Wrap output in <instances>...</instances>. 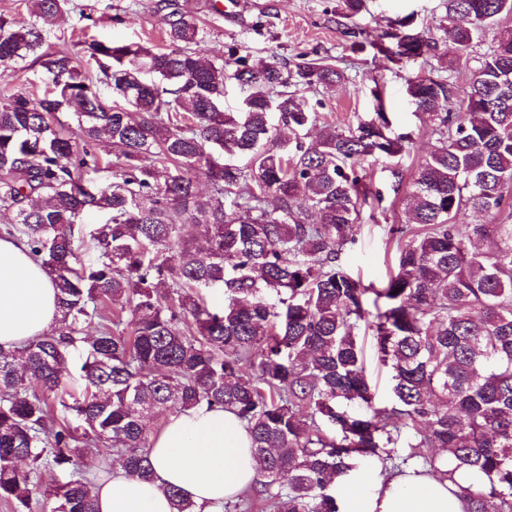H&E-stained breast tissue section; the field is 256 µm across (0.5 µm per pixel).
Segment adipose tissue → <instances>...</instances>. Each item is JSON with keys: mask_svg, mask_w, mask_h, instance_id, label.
<instances>
[{"mask_svg": "<svg viewBox=\"0 0 512 512\" xmlns=\"http://www.w3.org/2000/svg\"><path fill=\"white\" fill-rule=\"evenodd\" d=\"M60 316L56 289L27 244L0 236V349L23 346L52 331ZM153 477L122 466L94 489L96 512H173L169 488H178L195 512H222L226 501L253 487L260 461L243 422L230 410L194 408L170 415L149 451ZM459 471L448 481L433 473L359 468L343 479L340 512H467L456 493L480 481Z\"/></svg>", "mask_w": 512, "mask_h": 512, "instance_id": "adipose-tissue-1", "label": "adipose tissue"}]
</instances>
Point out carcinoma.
Instances as JSON below:
<instances>
[{
	"label": "carcinoma",
	"instance_id": "carcinoma-1",
	"mask_svg": "<svg viewBox=\"0 0 512 512\" xmlns=\"http://www.w3.org/2000/svg\"><path fill=\"white\" fill-rule=\"evenodd\" d=\"M65 2L33 0L28 21L0 18V71L29 61L44 84L40 96L0 100V211L13 214L6 234L41 258L61 314L52 332L0 350V499L28 509L39 494L44 512H95L85 450L109 445L147 480L150 421L208 406L246 423L263 463L262 489L224 512H253L258 496L267 512H339L334 480L373 461L450 480L482 474L459 486L468 512H512V223L498 219L512 199V28L498 30L456 103L439 74L407 80L440 146L417 168L409 224L395 230L397 270L377 289L340 255L364 207L383 201L362 160L396 157L410 141L384 133L383 108L354 128L322 124L286 87L339 84L335 65L255 69L234 47L213 58L182 11L167 22L165 49L88 43L91 77L47 45ZM444 7L441 35L404 29L379 51L415 61L448 40L460 57L512 15V0ZM232 64L244 96L227 112ZM102 142L118 149L114 162H102ZM105 171L112 180L94 178ZM467 209L487 221L459 223ZM88 214L100 222L85 265L76 239ZM212 291L224 303L207 305ZM369 293L382 306L367 327L393 372L384 409L357 336ZM75 353L84 394L69 404ZM58 467L68 480L39 491L42 470Z\"/></svg>",
	"mask_w": 512,
	"mask_h": 512
}]
</instances>
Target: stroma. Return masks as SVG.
Listing matches in <instances>:
<instances>
[{"label":"stroma","instance_id":"35a3bbf8","mask_svg":"<svg viewBox=\"0 0 512 512\" xmlns=\"http://www.w3.org/2000/svg\"><path fill=\"white\" fill-rule=\"evenodd\" d=\"M444 0H364L361 14L347 25H339L342 0H255L248 13L225 12L217 0H67L48 32L47 42L56 50L67 51L81 69L92 74L97 66L86 44L110 38L147 43L166 48V22L172 10L185 11L203 22L211 54L220 56L228 47H237L253 66L277 61L295 66L302 59L326 58L344 70L347 79L335 86L305 91L308 102H320L324 121L346 129L371 115L374 78L383 81L386 110L392 133H411L412 143L399 159L367 157L363 166L368 178L382 189L385 199L373 218H366L352 229L353 244L345 246L341 263L349 274L364 284L381 287L395 267L397 237L392 230L406 225L409 186L393 191L390 173L400 165L411 175L437 146L433 127L415 115L406 98L409 78L431 74L437 59L399 63L377 50H353L359 30L380 35L389 21L408 18L414 27L433 34L445 16ZM92 14L93 25L81 21V13ZM366 369L375 391L377 407L393 402L391 373L377 356L375 340L368 330H360Z\"/></svg>","mask_w":512,"mask_h":512}]
</instances>
